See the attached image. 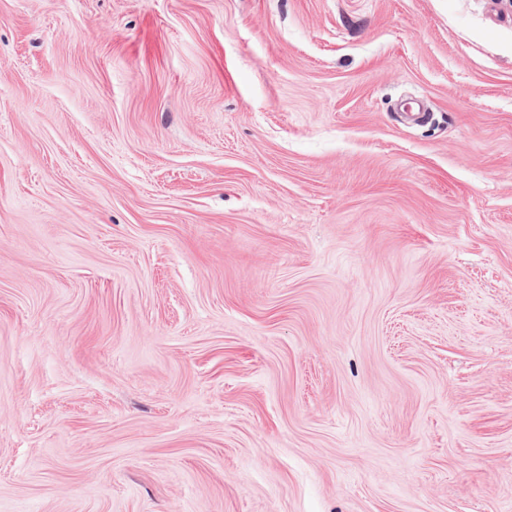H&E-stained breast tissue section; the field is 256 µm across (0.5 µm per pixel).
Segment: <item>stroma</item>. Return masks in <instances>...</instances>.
<instances>
[{"mask_svg": "<svg viewBox=\"0 0 512 512\" xmlns=\"http://www.w3.org/2000/svg\"><path fill=\"white\" fill-rule=\"evenodd\" d=\"M0 512H512V0H0Z\"/></svg>", "mask_w": 512, "mask_h": 512, "instance_id": "obj_1", "label": "stroma"}]
</instances>
